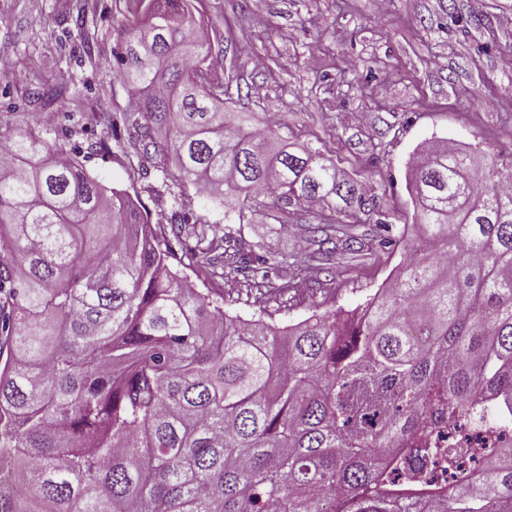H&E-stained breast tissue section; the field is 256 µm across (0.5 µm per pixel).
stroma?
<instances>
[{
  "instance_id": "35a3bbf8",
  "label": "stroma",
  "mask_w": 512,
  "mask_h": 512,
  "mask_svg": "<svg viewBox=\"0 0 512 512\" xmlns=\"http://www.w3.org/2000/svg\"><path fill=\"white\" fill-rule=\"evenodd\" d=\"M77 21L69 0H0V113L44 139L108 140L120 148L124 129H91L88 112L123 111L128 85L112 49L140 0H84ZM200 9L221 39L210 70L241 93L225 101L258 123L280 125L279 146L309 147L332 159L362 192L375 198L393 224L398 248L378 247L369 218L337 216L336 235L350 237L362 255L335 259L334 273L310 261L303 285L277 295L243 278L182 276L227 313L285 326L337 308L354 309L389 278L405 252L419 247L414 206L406 189L409 160L424 146L446 142L485 157H512V0H201ZM95 35L85 55L86 35ZM69 82L81 107L53 106V124L41 120L31 93L38 85ZM147 178L130 180L125 166L100 156L86 169L108 185L127 189L152 217L181 206L177 188L145 160ZM194 218L229 234L224 262L241 247L285 254L308 252L307 227L317 209L280 203L228 225L212 199L193 197Z\"/></svg>"
}]
</instances>
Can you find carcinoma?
<instances>
[{"label": "carcinoma", "instance_id": "obj_1", "mask_svg": "<svg viewBox=\"0 0 512 512\" xmlns=\"http://www.w3.org/2000/svg\"><path fill=\"white\" fill-rule=\"evenodd\" d=\"M142 2L114 52L134 99L86 113L127 131L129 178L155 158L240 224L262 194L386 224L319 151L273 154L276 127L258 138L218 106L231 84L211 79L197 0ZM80 154L25 130L0 148V512H512V445L495 446L512 429V158L429 148L412 162L425 248L356 308L281 327L172 270L218 274L225 237L182 210L152 221ZM278 264L243 250L235 270L276 295ZM462 413L475 445L443 440ZM435 472L436 502L386 492Z\"/></svg>", "mask_w": 512, "mask_h": 512}]
</instances>
